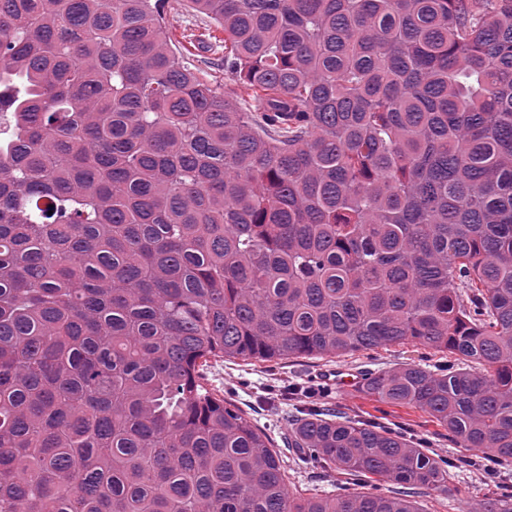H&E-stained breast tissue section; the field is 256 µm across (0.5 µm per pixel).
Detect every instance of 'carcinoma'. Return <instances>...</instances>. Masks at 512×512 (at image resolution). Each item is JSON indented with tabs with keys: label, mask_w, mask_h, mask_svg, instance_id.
Returning a JSON list of instances; mask_svg holds the SVG:
<instances>
[{
	"label": "carcinoma",
	"mask_w": 512,
	"mask_h": 512,
	"mask_svg": "<svg viewBox=\"0 0 512 512\" xmlns=\"http://www.w3.org/2000/svg\"><path fill=\"white\" fill-rule=\"evenodd\" d=\"M0 0V512H424L512 462V0ZM414 344L362 392L448 430L288 417L208 360ZM402 486L394 493L387 485ZM512 512V485L479 503ZM166 4L167 21L173 29H180L183 27L193 28L197 31H204L210 25V19L205 15H194L193 13L186 12L177 1L168 0ZM192 53L193 55L183 53L179 60L188 68L201 72L219 91H228L234 87L235 78L224 72V50L218 53L205 50Z\"/></svg>",
	"instance_id": "cac0c4a2"
}]
</instances>
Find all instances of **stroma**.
Listing matches in <instances>:
<instances>
[{
	"label": "stroma",
	"mask_w": 512,
	"mask_h": 512,
	"mask_svg": "<svg viewBox=\"0 0 512 512\" xmlns=\"http://www.w3.org/2000/svg\"><path fill=\"white\" fill-rule=\"evenodd\" d=\"M446 360L445 354L410 344L356 352L330 361L316 358L274 365L228 360L213 364L208 374V385L220 390L226 400L246 411L254 423L278 444L288 431L286 413L290 411L291 404L286 400L272 398L268 392L269 386L303 385L337 367L363 372L369 369H388L411 361L440 365ZM327 402L350 417L376 419L413 430L429 438L439 454H447L450 449L447 431L419 410L388 406L369 399L359 391L343 393L332 390ZM493 490L492 482L484 479L482 471L471 470L450 477L447 493L421 494L417 501L424 512H464L465 508L491 495Z\"/></svg>",
	"instance_id": "35a3bbf8"
}]
</instances>
